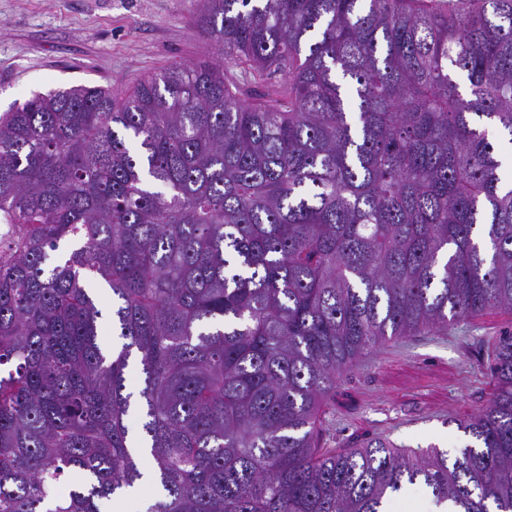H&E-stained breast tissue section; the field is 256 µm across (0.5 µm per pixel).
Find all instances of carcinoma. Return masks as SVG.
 Listing matches in <instances>:
<instances>
[{"label": "carcinoma", "mask_w": 512, "mask_h": 512, "mask_svg": "<svg viewBox=\"0 0 512 512\" xmlns=\"http://www.w3.org/2000/svg\"><path fill=\"white\" fill-rule=\"evenodd\" d=\"M196 23L282 84L248 103L199 62L0 113V512H103L138 443L145 512H381L416 483L512 512V333L452 459L318 427L367 351L512 313L489 138L512 137V0H201Z\"/></svg>", "instance_id": "obj_1"}]
</instances>
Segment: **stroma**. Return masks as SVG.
Here are the masks:
<instances>
[{"label":"stroma","instance_id":"1","mask_svg":"<svg viewBox=\"0 0 512 512\" xmlns=\"http://www.w3.org/2000/svg\"><path fill=\"white\" fill-rule=\"evenodd\" d=\"M198 9L199 0H0V113L33 93L81 84L121 97L145 75L215 57ZM507 332L512 314L493 310L372 349L329 392L322 447L382 441L456 455L473 442L459 421L494 393L492 339Z\"/></svg>","mask_w":512,"mask_h":512}]
</instances>
